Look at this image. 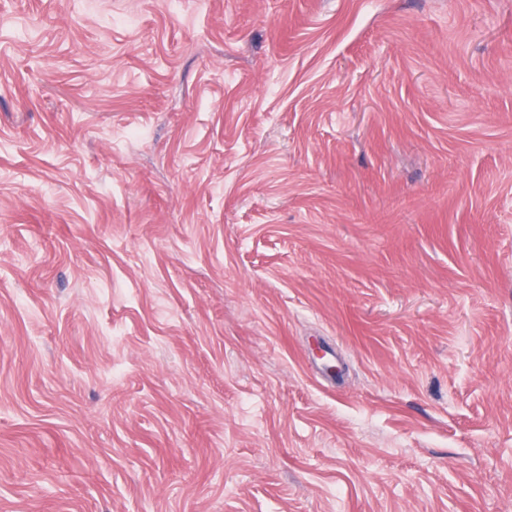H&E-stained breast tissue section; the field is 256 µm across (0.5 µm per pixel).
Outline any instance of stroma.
I'll return each instance as SVG.
<instances>
[{
  "label": "stroma",
  "instance_id": "obj_1",
  "mask_svg": "<svg viewBox=\"0 0 512 512\" xmlns=\"http://www.w3.org/2000/svg\"><path fill=\"white\" fill-rule=\"evenodd\" d=\"M0 512H512V0H0Z\"/></svg>",
  "mask_w": 512,
  "mask_h": 512
}]
</instances>
